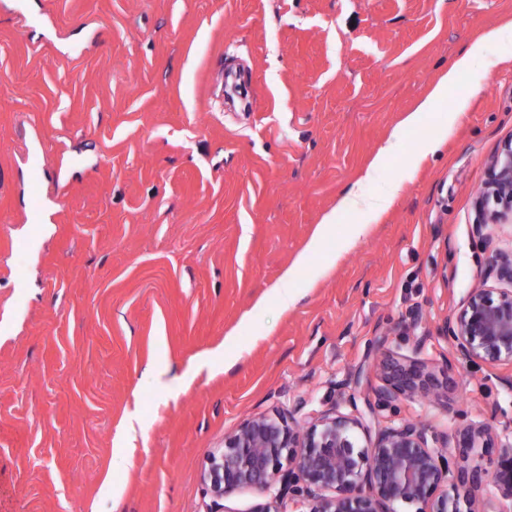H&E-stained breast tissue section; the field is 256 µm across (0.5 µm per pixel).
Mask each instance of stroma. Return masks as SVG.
Masks as SVG:
<instances>
[{
  "mask_svg": "<svg viewBox=\"0 0 512 512\" xmlns=\"http://www.w3.org/2000/svg\"><path fill=\"white\" fill-rule=\"evenodd\" d=\"M510 21L512 0H0V512H208L206 457L244 420L352 397L364 415L381 350L452 357L435 330L482 281L474 197L512 138V31L363 174ZM360 179L400 181L393 205L351 245L362 216L340 215L295 302L267 298ZM451 375L447 403L397 417L512 435V369ZM501 33V29L498 28L488 30L448 66V71L434 86L431 93L418 104L415 111L410 112L393 129L386 143L379 148L373 157L364 179L368 180L374 172L383 167L387 160L396 152L407 132L419 125L422 114L424 112H431L440 102L447 98L448 89L454 86L463 73L473 67L474 62L483 55L487 44L497 41ZM467 104L468 101L465 98L455 102L448 114L446 113L441 123L423 140L421 144L423 156L435 154L448 141V135L452 132L463 112L466 111Z\"/></svg>",
  "mask_w": 512,
  "mask_h": 512,
  "instance_id": "35a3bbf8",
  "label": "stroma"
}]
</instances>
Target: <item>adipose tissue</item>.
<instances>
[{"instance_id":"ef3b65f1","label":"adipose tissue","mask_w":512,"mask_h":512,"mask_svg":"<svg viewBox=\"0 0 512 512\" xmlns=\"http://www.w3.org/2000/svg\"><path fill=\"white\" fill-rule=\"evenodd\" d=\"M501 36L500 29H491L481 38L472 43L468 49L458 56L448 67L447 72L434 86L431 93L418 105L416 111L410 112L391 132L386 143L379 148L373 157L368 170L376 172L383 167L387 160L396 152L407 132L418 126L423 113L432 111L448 96V90L457 82L459 77L469 71L474 62L480 58L487 44L497 41ZM400 189L399 183H391L380 195L368 197L363 193L362 183H355L340 197L334 211L327 213L321 220L312 238L304 250L297 256L291 268L281 277L272 293L282 306H289L295 299L296 274L307 266L311 254L320 252L335 229L339 214L344 212H359L364 216L363 223L349 225L346 231L347 243H355L366 235L368 228L376 218L394 201Z\"/></svg>"}]
</instances>
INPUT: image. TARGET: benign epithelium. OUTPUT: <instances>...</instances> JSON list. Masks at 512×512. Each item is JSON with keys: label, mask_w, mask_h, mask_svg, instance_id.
Listing matches in <instances>:
<instances>
[{"label": "benign epithelium", "mask_w": 512, "mask_h": 512, "mask_svg": "<svg viewBox=\"0 0 512 512\" xmlns=\"http://www.w3.org/2000/svg\"><path fill=\"white\" fill-rule=\"evenodd\" d=\"M512 223V139L488 166L476 198L473 231L489 247L481 286L469 290L460 307L436 333L452 345L457 362L512 365V246L495 244ZM453 364L442 365L386 349L374 366L379 381L369 412L393 409L418 396L448 397L454 390ZM352 411L335 405L298 419L277 412L244 420L224 435V447L211 451L202 475L210 512H223V501L247 489L268 493L250 512H393L391 505H417L416 512H512V439L487 423L469 422L450 438L414 420L390 421L359 445L369 427ZM463 450L487 448L497 455L491 479L480 465L450 466L443 448L448 440ZM495 497H478L487 484Z\"/></svg>", "instance_id": "1"}]
</instances>
